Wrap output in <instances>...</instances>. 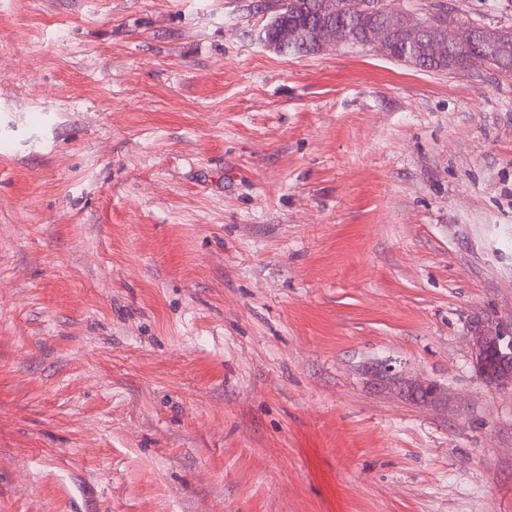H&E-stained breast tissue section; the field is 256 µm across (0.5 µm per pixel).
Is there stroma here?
I'll use <instances>...</instances> for the list:
<instances>
[{
	"label": "stroma",
	"mask_w": 512,
	"mask_h": 512,
	"mask_svg": "<svg viewBox=\"0 0 512 512\" xmlns=\"http://www.w3.org/2000/svg\"><path fill=\"white\" fill-rule=\"evenodd\" d=\"M265 2L0 0V512H512V76ZM272 6L273 16L263 29L264 39L277 35L274 23L297 31L294 40L284 43L279 55L284 57L311 56L320 53L319 37L322 30L332 26L348 31L352 44L363 46L373 27L385 24L386 18L379 16L354 17L342 13L337 5L340 0H276ZM336 2V10L334 3ZM328 28L322 37V51L335 49L346 39L342 29ZM365 46V45H364ZM472 360L487 382L512 386V336H504L496 325L481 323L475 327Z\"/></svg>",
	"instance_id": "obj_1"
}]
</instances>
